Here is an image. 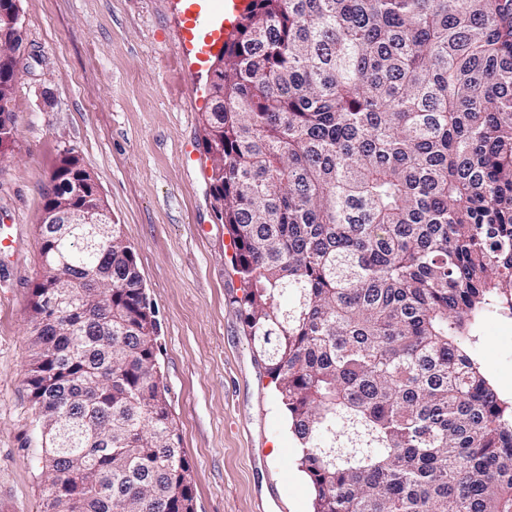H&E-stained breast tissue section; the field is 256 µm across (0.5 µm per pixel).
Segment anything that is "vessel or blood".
Listing matches in <instances>:
<instances>
[{
	"label": "vessel or blood",
	"instance_id": "1",
	"mask_svg": "<svg viewBox=\"0 0 512 512\" xmlns=\"http://www.w3.org/2000/svg\"><path fill=\"white\" fill-rule=\"evenodd\" d=\"M248 0H224V10L211 12L206 0H183L180 32L185 45L195 52L198 65H206L214 52L224 45L225 37L234 32L238 15Z\"/></svg>",
	"mask_w": 512,
	"mask_h": 512
}]
</instances>
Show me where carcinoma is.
<instances>
[{
	"mask_svg": "<svg viewBox=\"0 0 512 512\" xmlns=\"http://www.w3.org/2000/svg\"><path fill=\"white\" fill-rule=\"evenodd\" d=\"M212 94L214 208L313 512H512V400L462 344L512 316V0H252ZM57 232L26 376L45 512H195L136 251Z\"/></svg>",
	"mask_w": 512,
	"mask_h": 512,
	"instance_id": "carcinoma-1",
	"label": "carcinoma"
}]
</instances>
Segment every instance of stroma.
<instances>
[{
  "mask_svg": "<svg viewBox=\"0 0 512 512\" xmlns=\"http://www.w3.org/2000/svg\"><path fill=\"white\" fill-rule=\"evenodd\" d=\"M23 46L0 159V512H43L45 443L25 383L39 227L72 152L135 248L160 325L157 363L196 512H311L313 490L240 312L199 118L209 68L183 52L179 0H20ZM512 399V317L464 337Z\"/></svg>",
  "mask_w": 512,
  "mask_h": 512,
  "instance_id": "35a3bbf8",
  "label": "stroma"
}]
</instances>
